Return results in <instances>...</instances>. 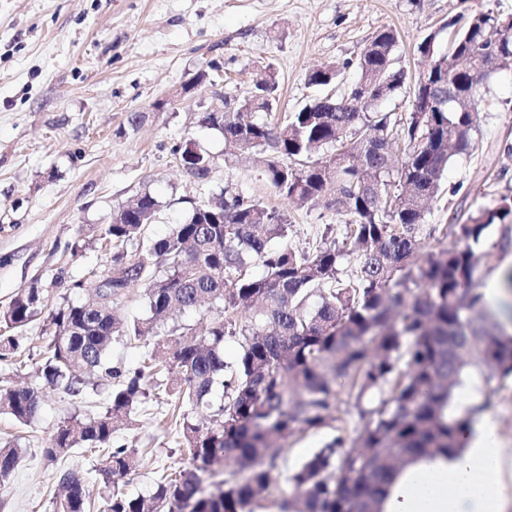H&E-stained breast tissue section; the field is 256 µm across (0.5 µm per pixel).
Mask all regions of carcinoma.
<instances>
[{"instance_id":"cac0c4a2","label":"carcinoma","mask_w":512,"mask_h":512,"mask_svg":"<svg viewBox=\"0 0 512 512\" xmlns=\"http://www.w3.org/2000/svg\"><path fill=\"white\" fill-rule=\"evenodd\" d=\"M471 15L456 31L444 24L418 44L428 64L409 88L403 115L378 110L405 83L390 29L363 50L348 97L315 99L273 123L267 116L279 82L268 65L239 105L204 113L202 122L259 166L277 196L296 207L321 198L345 216L341 237L328 226L314 250L295 249L284 212L229 184L214 212L197 204L157 239L146 238L155 197L141 196L135 211L113 212L103 231L117 248L104 269L112 287L49 314L54 333L35 370L38 386L0 384V412L20 423L35 415L43 387L80 404L105 396V411L58 425L43 453L55 461L77 447L102 450L98 474L112 487L106 512H253L288 436L336 422L345 391L369 400L361 424L350 441L334 439L288 476L293 494L279 512H384L399 470L418 457L464 450L471 419L457 414L459 391L476 378L488 386L512 381V336L497 330L480 289L483 267L512 250V198L447 225L450 246L423 250L436 231L424 224L428 205L440 196L448 164L471 154L484 110L474 60L493 55L498 69L512 67V32L499 28L506 16L488 9ZM339 75L329 62L306 79L325 86ZM359 97L370 99L363 112L350 108ZM394 138L404 145L399 161L389 150ZM494 225L499 235L491 241ZM138 282L150 316L127 321L116 308ZM204 305L216 312L205 333L186 323L158 333L170 311ZM42 306L43 292L33 286L0 312V361L21 359L15 330ZM240 309L248 317L238 322ZM228 336L240 337L233 363L224 361ZM122 338L154 339L142 365L112 364L110 347ZM162 394L211 414L205 421L182 414L190 467L148 496H130L123 484L141 458L118 443V431ZM19 458L17 440L0 443V482ZM225 461L237 471L212 481ZM56 481L66 491L57 512H89L82 477L60 470Z\"/></svg>"}]
</instances>
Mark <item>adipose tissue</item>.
I'll list each match as a JSON object with an SVG mask.
<instances>
[{"instance_id":"adipose-tissue-1","label":"adipose tissue","mask_w":512,"mask_h":512,"mask_svg":"<svg viewBox=\"0 0 512 512\" xmlns=\"http://www.w3.org/2000/svg\"><path fill=\"white\" fill-rule=\"evenodd\" d=\"M512 448L483 425L463 453L424 457L406 467L387 493L384 512H506Z\"/></svg>"}]
</instances>
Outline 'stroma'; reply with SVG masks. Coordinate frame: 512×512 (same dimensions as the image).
I'll list each match as a JSON object with an SVG mask.
<instances>
[{
	"label": "stroma",
	"instance_id": "35a3bbf8",
	"mask_svg": "<svg viewBox=\"0 0 512 512\" xmlns=\"http://www.w3.org/2000/svg\"><path fill=\"white\" fill-rule=\"evenodd\" d=\"M512 15V0H0V311L30 287L42 288L47 311L66 296L85 300L114 249L101 231L118 207L149 194L159 203L150 237L186 220L192 203L220 198L234 184L245 196L284 211L288 242L319 243L326 225L342 231L344 218L324 203L288 205L270 189L259 166L227 147L223 134L203 123L204 113L240 103L260 69L273 66L279 96L273 119L313 99L350 93L356 63L382 29L398 37L395 65L414 78L416 45L430 31L475 4ZM342 64L334 85H308L309 70ZM210 81L183 94L202 68ZM486 108L470 157L452 162L442 193L425 216L430 225L466 221L478 208L512 196V71L489 76L480 89ZM138 123H131V114ZM193 141L212 161L206 181L182 168L175 148ZM82 281L83 288L68 286ZM52 328L37 317L23 331V362L0 361V378L31 380L34 359ZM459 410L492 423L512 448V388L465 387ZM56 391H44L26 423L0 413V436L18 439L22 454L0 483V512H54L55 473L89 475L97 454L83 448L49 461L52 432L78 413ZM337 427L295 432L265 499L254 512H278L288 495V471L330 443L339 428L360 423L354 397L342 395ZM143 456L124 490L150 494L167 469L188 466L180 426L168 402H150L118 434Z\"/></svg>",
	"mask_w": 512,
	"mask_h": 512
}]
</instances>
